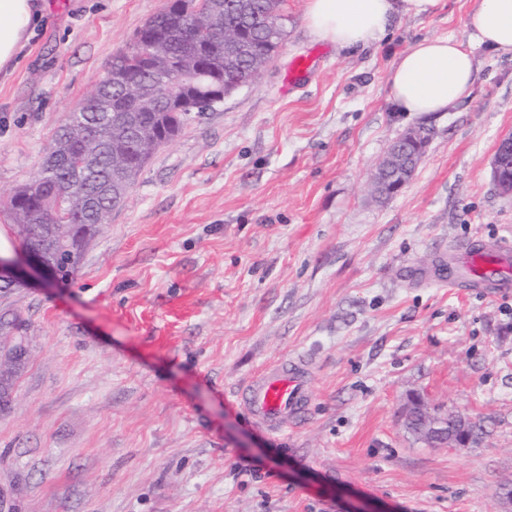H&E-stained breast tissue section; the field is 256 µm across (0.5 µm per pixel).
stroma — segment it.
Segmentation results:
<instances>
[{
	"instance_id": "35a3bbf8",
	"label": "stroma",
	"mask_w": 512,
	"mask_h": 512,
	"mask_svg": "<svg viewBox=\"0 0 512 512\" xmlns=\"http://www.w3.org/2000/svg\"><path fill=\"white\" fill-rule=\"evenodd\" d=\"M0 71V230L9 195L72 108L165 0H39ZM305 0L258 79L194 117L138 176L68 279L0 288L29 353L0 414L13 512H498L512 483V291L457 294L417 272L456 241L512 243L490 160L512 135V59L471 44V93L403 114L397 55L467 39L473 0L395 19L363 49L319 43ZM326 53L289 93L293 59ZM431 138L403 190L369 187L407 130ZM312 368L304 423L255 424L237 393L265 366ZM484 420L475 447L404 427L413 399Z\"/></svg>"
}]
</instances>
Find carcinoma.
Returning <instances> with one entry per match:
<instances>
[{"label": "carcinoma", "instance_id": "obj_1", "mask_svg": "<svg viewBox=\"0 0 512 512\" xmlns=\"http://www.w3.org/2000/svg\"><path fill=\"white\" fill-rule=\"evenodd\" d=\"M282 0H178L179 12L162 8L139 28L132 46L112 58L106 73H136L147 97L139 112H118L123 88L104 83L87 93L57 132L51 148L69 155L65 168L44 165L10 201L24 243L68 277L112 211L122 204L152 154L173 140L192 113L224 101L242 83L254 82L279 47ZM235 30L240 41H225ZM203 65L206 75L183 85L180 78ZM175 80L156 95L155 80ZM442 420L448 439L463 433L471 444L486 436L482 420L456 414L409 411L406 430L428 441L425 423Z\"/></svg>", "mask_w": 512, "mask_h": 512}]
</instances>
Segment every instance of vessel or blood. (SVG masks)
Listing matches in <instances>:
<instances>
[{
    "mask_svg": "<svg viewBox=\"0 0 512 512\" xmlns=\"http://www.w3.org/2000/svg\"><path fill=\"white\" fill-rule=\"evenodd\" d=\"M449 288L475 293L512 291V245L475 237L437 255L429 270ZM309 365L304 358L281 360L265 368L238 395L254 423L281 431L305 416L311 401Z\"/></svg>",
    "mask_w": 512,
    "mask_h": 512,
    "instance_id": "vessel-or-blood-1",
    "label": "vessel or blood"
}]
</instances>
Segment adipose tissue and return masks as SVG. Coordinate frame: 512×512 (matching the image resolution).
Here are the masks:
<instances>
[{
	"instance_id": "obj_1",
	"label": "adipose tissue",
	"mask_w": 512,
	"mask_h": 512,
	"mask_svg": "<svg viewBox=\"0 0 512 512\" xmlns=\"http://www.w3.org/2000/svg\"><path fill=\"white\" fill-rule=\"evenodd\" d=\"M440 0H306L310 32L343 49L379 42L393 19L431 14ZM40 19L34 0H0V70L12 67ZM468 40L423 39L397 55L388 83L399 111L445 112L469 95L476 75L467 42L512 57V0H475Z\"/></svg>"
}]
</instances>
